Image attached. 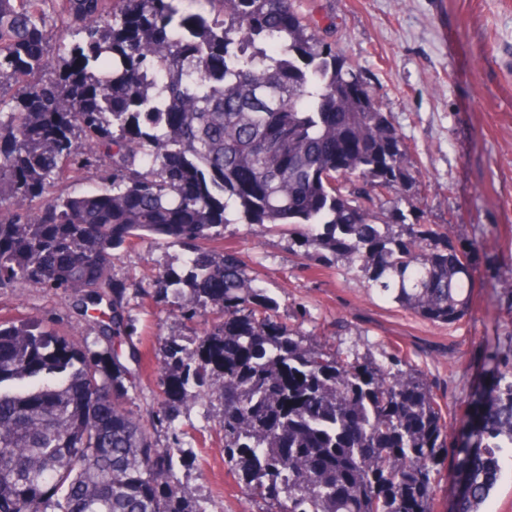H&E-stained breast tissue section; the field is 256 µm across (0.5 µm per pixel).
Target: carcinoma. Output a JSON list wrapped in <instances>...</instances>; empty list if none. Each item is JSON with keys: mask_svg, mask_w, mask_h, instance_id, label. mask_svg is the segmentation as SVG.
Returning <instances> with one entry per match:
<instances>
[{"mask_svg": "<svg viewBox=\"0 0 512 512\" xmlns=\"http://www.w3.org/2000/svg\"><path fill=\"white\" fill-rule=\"evenodd\" d=\"M0 0V289L34 284L95 319L93 344L41 319L0 316V512H204L150 428L207 388L246 496L277 512H433L448 426L427 378L329 351L279 319L249 256L203 246L231 223L320 248L367 288L432 322L471 303L470 255L448 225L378 223L374 199L409 200L407 146L360 71L297 0ZM56 32L55 46L46 35ZM95 167L101 188L60 184ZM132 238L189 251L157 293L204 320L176 346L164 399L132 403L142 354L129 291L112 278ZM512 448V357L476 396L455 467V512H481Z\"/></svg>", "mask_w": 512, "mask_h": 512, "instance_id": "obj_1", "label": "carcinoma"}]
</instances>
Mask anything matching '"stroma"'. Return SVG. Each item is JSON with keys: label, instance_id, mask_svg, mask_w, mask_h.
Returning <instances> with one entry per match:
<instances>
[{"label": "stroma", "instance_id": "stroma-1", "mask_svg": "<svg viewBox=\"0 0 512 512\" xmlns=\"http://www.w3.org/2000/svg\"><path fill=\"white\" fill-rule=\"evenodd\" d=\"M315 19L332 17L336 49L357 66L408 151L412 190L424 224H446L472 264L473 302L453 324L425 320L379 297L346 261L302 259L286 239L255 224H228L216 250L249 253V271L278 304L282 321L310 338L383 359L392 347L449 405L458 430L467 405L489 377V356L512 351V0H299ZM183 247L135 239L117 250L112 276L138 281L130 294L132 340L144 370L131 405L143 414L163 398L172 346L200 331L170 300L153 294L159 272L183 270ZM0 315L55 319L61 332L94 337L70 297L35 285L0 291ZM223 407L207 391L179 406L154 432L157 447L189 451L177 473L207 512H266L249 500L224 458Z\"/></svg>", "mask_w": 512, "mask_h": 512}]
</instances>
